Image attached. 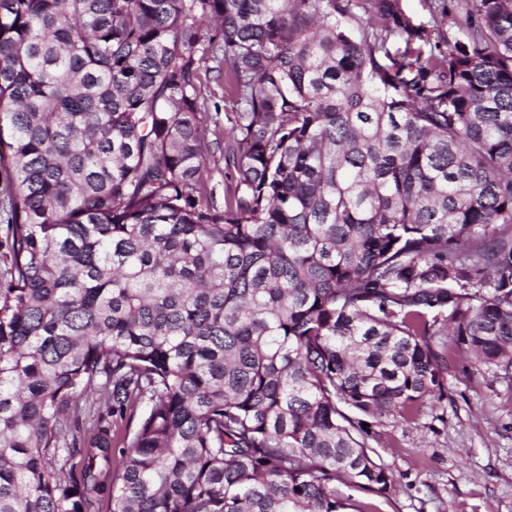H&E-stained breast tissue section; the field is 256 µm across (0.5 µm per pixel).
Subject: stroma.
Masks as SVG:
<instances>
[{
  "instance_id": "35a3bbf8",
  "label": "stroma",
  "mask_w": 512,
  "mask_h": 512,
  "mask_svg": "<svg viewBox=\"0 0 512 512\" xmlns=\"http://www.w3.org/2000/svg\"><path fill=\"white\" fill-rule=\"evenodd\" d=\"M201 90L212 107L204 115L209 159L208 189L224 202L223 82L201 73ZM446 395L409 419L384 416L376 450L393 473L392 493L379 496L343 487L353 506L369 512H512V382L467 355L443 372Z\"/></svg>"
}]
</instances>
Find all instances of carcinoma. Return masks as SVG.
<instances>
[{
    "instance_id": "carcinoma-1",
    "label": "carcinoma",
    "mask_w": 512,
    "mask_h": 512,
    "mask_svg": "<svg viewBox=\"0 0 512 512\" xmlns=\"http://www.w3.org/2000/svg\"><path fill=\"white\" fill-rule=\"evenodd\" d=\"M441 13L0 0V512H345L445 355L512 380V0ZM201 90L204 97L207 98L208 111L204 115V127L206 129L207 141L210 144L212 156L209 159L211 179L208 180V189L213 194V200L218 206L224 205V159H222L221 149H218L216 142L220 146L224 145V124H227L224 117L225 112H230L231 103L224 98V83L215 81V73H206L205 67L199 71ZM224 100V101H223ZM214 102L219 103V113L216 114Z\"/></svg>"
}]
</instances>
